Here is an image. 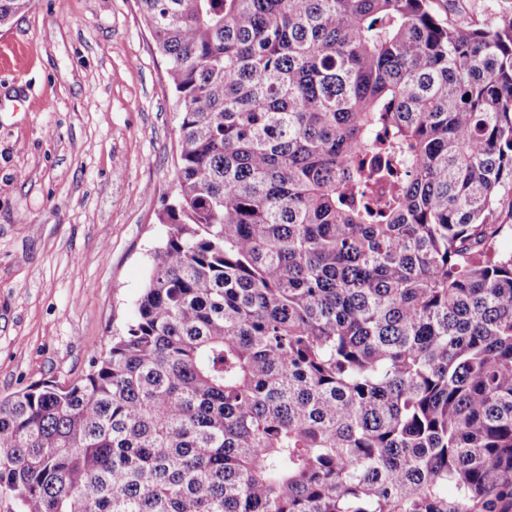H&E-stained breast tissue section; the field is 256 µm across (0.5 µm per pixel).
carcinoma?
Masks as SVG:
<instances>
[{
  "instance_id": "1",
  "label": "carcinoma",
  "mask_w": 512,
  "mask_h": 512,
  "mask_svg": "<svg viewBox=\"0 0 512 512\" xmlns=\"http://www.w3.org/2000/svg\"><path fill=\"white\" fill-rule=\"evenodd\" d=\"M139 2L179 117L166 239L83 377L0 399V493L512 512V17Z\"/></svg>"
}]
</instances>
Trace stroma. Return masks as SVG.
Masks as SVG:
<instances>
[{
	"label": "stroma",
	"instance_id": "35a3bbf8",
	"mask_svg": "<svg viewBox=\"0 0 512 512\" xmlns=\"http://www.w3.org/2000/svg\"><path fill=\"white\" fill-rule=\"evenodd\" d=\"M165 69L136 0H35L0 29V399L81 377L134 316L176 194Z\"/></svg>",
	"mask_w": 512,
	"mask_h": 512
}]
</instances>
